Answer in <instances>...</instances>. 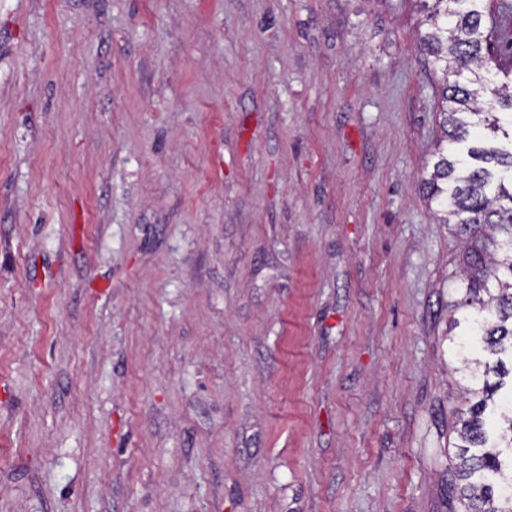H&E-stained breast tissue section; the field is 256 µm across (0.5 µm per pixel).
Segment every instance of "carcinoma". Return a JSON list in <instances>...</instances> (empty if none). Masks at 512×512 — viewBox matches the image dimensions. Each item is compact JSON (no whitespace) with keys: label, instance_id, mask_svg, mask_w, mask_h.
Here are the masks:
<instances>
[{"label":"carcinoma","instance_id":"1","mask_svg":"<svg viewBox=\"0 0 512 512\" xmlns=\"http://www.w3.org/2000/svg\"><path fill=\"white\" fill-rule=\"evenodd\" d=\"M480 0H432L423 47L442 74L441 115L447 145L423 190L444 207V224L470 237L462 299L451 305L465 338L458 344L471 385L468 409L453 412L460 452L449 498L462 512H512V88L485 34ZM455 80H448V75ZM489 93L501 111L482 107Z\"/></svg>","mask_w":512,"mask_h":512}]
</instances>
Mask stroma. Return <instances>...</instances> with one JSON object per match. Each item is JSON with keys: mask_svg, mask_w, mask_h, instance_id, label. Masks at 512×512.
Here are the masks:
<instances>
[{"mask_svg": "<svg viewBox=\"0 0 512 512\" xmlns=\"http://www.w3.org/2000/svg\"><path fill=\"white\" fill-rule=\"evenodd\" d=\"M425 17L0 0V512H448Z\"/></svg>", "mask_w": 512, "mask_h": 512, "instance_id": "stroma-1", "label": "stroma"}]
</instances>
